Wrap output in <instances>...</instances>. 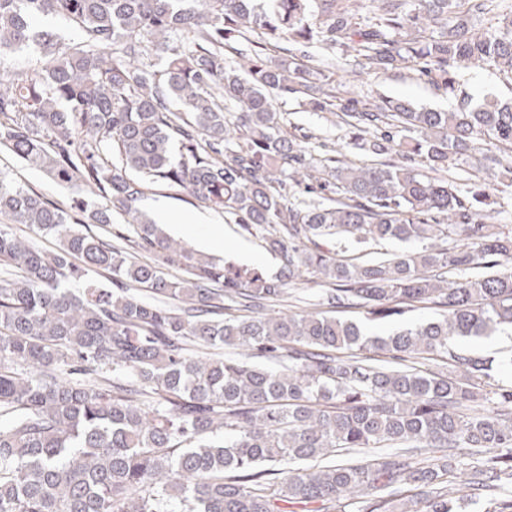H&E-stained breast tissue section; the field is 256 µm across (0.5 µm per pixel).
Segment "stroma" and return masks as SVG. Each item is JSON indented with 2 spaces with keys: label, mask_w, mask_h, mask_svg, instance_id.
I'll use <instances>...</instances> for the list:
<instances>
[{
  "label": "stroma",
  "mask_w": 512,
  "mask_h": 512,
  "mask_svg": "<svg viewBox=\"0 0 512 512\" xmlns=\"http://www.w3.org/2000/svg\"><path fill=\"white\" fill-rule=\"evenodd\" d=\"M308 53L319 60L321 69L335 71L337 79L359 97L375 98L386 95L407 100L417 107L439 111L457 107L459 95L463 92L477 98L488 93L503 99L512 97V76L473 64L461 65L457 70L454 90L445 91L434 87L426 78L410 70H392L380 75L368 73L359 66L353 52L339 47L327 49L316 45L310 47ZM276 107L283 114L287 133L299 138L309 135L318 143L339 148L345 160L358 164L369 162V155L354 146L351 133L347 128L336 124L331 114L306 109L301 100L293 96L278 99ZM0 167L12 170L18 183L38 190L60 207H68L71 189L54 184L41 171L19 162L3 150H0ZM141 207L153 216L162 208L179 216L207 214L210 222L208 230L189 239L196 249L214 254L210 237L215 234L224 242L225 255L235 254L244 248L259 257V267L266 273H277L281 266L280 259L265 249L260 237L243 231L239 225L222 214L206 211L202 204L186 193L156 188L148 191ZM460 346L495 362L491 377L482 388L483 393H490L500 386L512 385V366L507 363L508 358L512 357V342H503L498 337L487 341L466 339L461 341Z\"/></svg>",
  "instance_id": "stroma-1"
}]
</instances>
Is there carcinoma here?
<instances>
[{"label": "carcinoma", "instance_id": "1", "mask_svg": "<svg viewBox=\"0 0 512 512\" xmlns=\"http://www.w3.org/2000/svg\"><path fill=\"white\" fill-rule=\"evenodd\" d=\"M366 2L363 23L352 0H0V60L36 52L0 77V147L76 191L62 209L0 171V512H330L344 496L351 512H454L459 447L484 455L467 476L488 512H512L496 496L512 483V387L485 405L474 381L492 363L452 348L512 326V231L485 222L495 189L472 202L448 181L461 163L512 181V100L343 99L301 61L341 43L438 88L462 63L512 74V4ZM49 16L77 39L39 28ZM289 95L380 162L315 157L283 129ZM152 186L261 236L280 274L176 242L139 209ZM119 217L123 245L93 232ZM345 234L423 247L354 262L329 247ZM298 280L372 322L446 314L388 336L266 314ZM437 357L464 377L408 364Z\"/></svg>", "mask_w": 512, "mask_h": 512}]
</instances>
